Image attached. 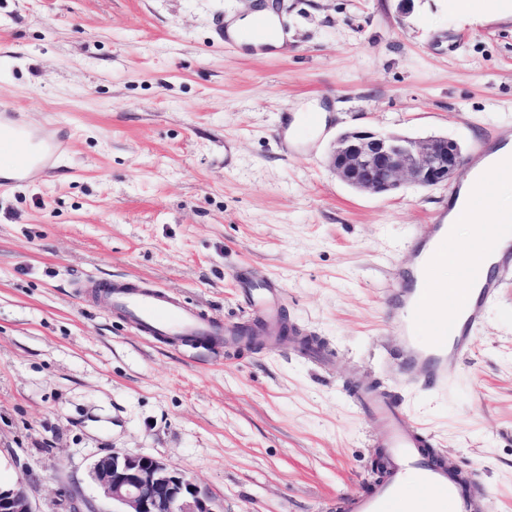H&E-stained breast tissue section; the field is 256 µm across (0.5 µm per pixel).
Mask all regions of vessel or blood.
<instances>
[{"instance_id":"1","label":"vessel or blood","mask_w":512,"mask_h":512,"mask_svg":"<svg viewBox=\"0 0 512 512\" xmlns=\"http://www.w3.org/2000/svg\"><path fill=\"white\" fill-rule=\"evenodd\" d=\"M58 156L55 141L0 117V168L9 167L16 179L34 170L52 171ZM499 176H512V155L474 172L471 201L457 210V221L481 223L476 202L482 195H494ZM451 259L459 261L458 274L465 279V287L434 282L433 269ZM509 266L512 215L495 220L491 229L464 245L446 224H432L430 234L415 245L410 267L397 274L396 299L388 308L401 333L405 369L423 374L428 387L445 386L449 363L468 355L471 333L499 287L498 272ZM281 294L274 283L253 289L254 314L278 319ZM101 296L107 309L124 314L141 335L155 339L220 342L235 332L234 327L216 324L175 296L150 286L107 281ZM358 403L377 423L372 445L384 452L386 468L369 493L344 497V512H482V501L435 453L429 436L402 414L397 400L365 390Z\"/></svg>"}]
</instances>
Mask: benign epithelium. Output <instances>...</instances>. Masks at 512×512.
<instances>
[{"instance_id": "7a95c632", "label": "benign epithelium", "mask_w": 512, "mask_h": 512, "mask_svg": "<svg viewBox=\"0 0 512 512\" xmlns=\"http://www.w3.org/2000/svg\"><path fill=\"white\" fill-rule=\"evenodd\" d=\"M463 166L462 148L446 136L416 139L350 129L336 137L329 154L337 178L358 192L377 195L409 185L445 184ZM90 475L112 501V512H213L207 492L149 454L114 450L95 458ZM64 501L67 512H98L76 486L65 490ZM0 512H34L23 483L0 485Z\"/></svg>"}]
</instances>
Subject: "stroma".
<instances>
[{
	"label": "stroma",
	"mask_w": 512,
	"mask_h": 512,
	"mask_svg": "<svg viewBox=\"0 0 512 512\" xmlns=\"http://www.w3.org/2000/svg\"><path fill=\"white\" fill-rule=\"evenodd\" d=\"M255 4L0 0V114L65 143L52 172L0 182V483L35 512H66L72 485L110 512L90 466L116 448L186 472L214 512H337L377 476L359 387L400 400L483 512H512V270L447 390H421L387 299L451 187L378 196L329 168L348 129L467 156L512 134V8L471 24L448 0H278L276 52L215 42ZM312 100L325 126L287 135ZM106 279L262 327L259 344L139 335L103 307ZM269 281L294 337L251 314Z\"/></svg>",
	"instance_id": "obj_1"
}]
</instances>
